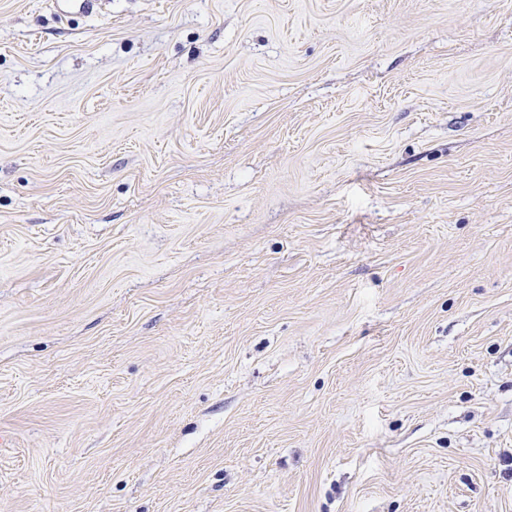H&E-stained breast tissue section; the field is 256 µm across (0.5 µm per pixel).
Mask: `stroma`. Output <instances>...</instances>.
Masks as SVG:
<instances>
[{
    "mask_svg": "<svg viewBox=\"0 0 512 512\" xmlns=\"http://www.w3.org/2000/svg\"><path fill=\"white\" fill-rule=\"evenodd\" d=\"M0 512H512V0H0Z\"/></svg>",
    "mask_w": 512,
    "mask_h": 512,
    "instance_id": "obj_1",
    "label": "stroma"
}]
</instances>
